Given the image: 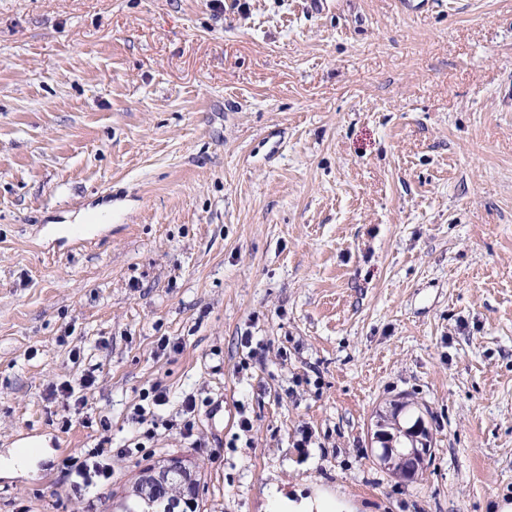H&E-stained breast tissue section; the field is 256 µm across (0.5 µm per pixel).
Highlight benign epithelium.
<instances>
[{
	"instance_id": "obj_1",
	"label": "benign epithelium",
	"mask_w": 512,
	"mask_h": 512,
	"mask_svg": "<svg viewBox=\"0 0 512 512\" xmlns=\"http://www.w3.org/2000/svg\"><path fill=\"white\" fill-rule=\"evenodd\" d=\"M407 408L408 404L402 402L393 407L390 422H377L374 442L378 444L376 458L380 464L398 477L413 481L418 479L425 460L432 455V448L421 415H413L406 427L399 424V416L407 412ZM180 482L183 483L181 493L170 500L169 512H192L199 496V486L185 460L176 456L144 469L131 489L112 507V512H127L128 501L141 496V493H153L160 486L169 492Z\"/></svg>"
}]
</instances>
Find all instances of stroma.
<instances>
[{"label": "stroma", "mask_w": 512, "mask_h": 512, "mask_svg": "<svg viewBox=\"0 0 512 512\" xmlns=\"http://www.w3.org/2000/svg\"><path fill=\"white\" fill-rule=\"evenodd\" d=\"M328 4L0 0V457L52 450L0 468V512H110L170 455L200 512H268L275 481L512 500V0ZM88 371L110 431L52 391ZM155 386L161 423L195 396L200 447L161 427L72 491ZM398 401L433 439L415 483L371 450ZM111 448H94L84 452L81 457L70 459L65 468L64 476L69 480L75 476L77 480L72 481L76 491L89 489L99 483L106 482L112 477V467L108 463V454Z\"/></svg>", "instance_id": "stroma-1"}]
</instances>
